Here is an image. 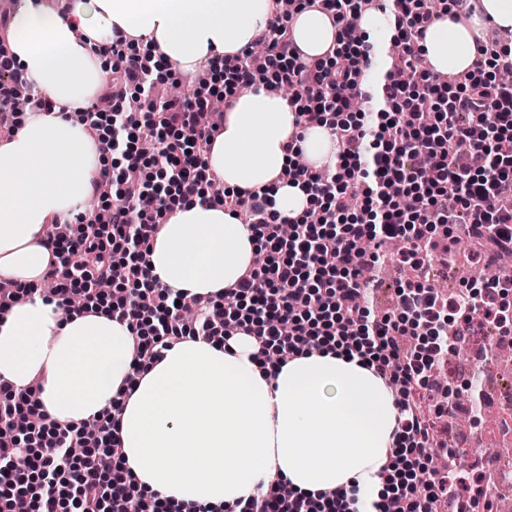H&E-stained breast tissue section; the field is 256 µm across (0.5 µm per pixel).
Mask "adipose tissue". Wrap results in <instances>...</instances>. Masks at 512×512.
Returning a JSON list of instances; mask_svg holds the SVG:
<instances>
[{
    "instance_id": "1",
    "label": "adipose tissue",
    "mask_w": 512,
    "mask_h": 512,
    "mask_svg": "<svg viewBox=\"0 0 512 512\" xmlns=\"http://www.w3.org/2000/svg\"><path fill=\"white\" fill-rule=\"evenodd\" d=\"M466 25L445 15L426 32L427 58L438 74L475 60L483 21L512 28V0H480ZM272 19L270 0H72L50 10L45 0H20L9 50L48 112H28L0 144V277L37 283L49 253L50 218L84 212L104 164L76 113L103 83L107 59L91 43L114 32L142 38L172 67L237 55ZM303 58L323 57L334 41L330 16L315 9L291 21ZM224 124L206 164L226 189L274 188L273 210L302 219L310 196L279 181L290 159L299 107L255 83L224 101ZM257 241L205 196L178 204L149 256L169 296L214 297L233 287L253 260ZM127 324L84 305L69 310L34 293L0 314V378L16 387L41 378L39 401L50 419L82 425L120 402L118 435L125 466L138 487L184 507L230 512L257 486L278 475L304 494L332 493L359 482L365 495L383 488L377 475L398 431L393 389L371 369L336 349H314L284 366L260 365L250 336L227 346L199 337L166 350L162 360L132 371ZM136 376L125 389L128 376Z\"/></svg>"
}]
</instances>
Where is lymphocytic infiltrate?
<instances>
[{
    "instance_id": "1",
    "label": "lymphocytic infiltrate",
    "mask_w": 512,
    "mask_h": 512,
    "mask_svg": "<svg viewBox=\"0 0 512 512\" xmlns=\"http://www.w3.org/2000/svg\"><path fill=\"white\" fill-rule=\"evenodd\" d=\"M398 56L379 89L364 73L371 55L358 50L355 20L379 8V0H296L300 9L331 16L335 26L329 59H302L280 0H271L272 21L257 37L265 48L260 65L249 52L222 59L224 89L233 91L265 80L269 89H292L301 102L303 125L319 124L336 113V161L324 168L288 163L283 176L302 184L322 202V221L295 223L291 238L268 221L270 188L225 191L219 202L257 233L263 264L249 267L223 296L204 300L192 296L197 311L184 320L175 301L162 292L149 267L153 241L171 213L163 194L142 186L127 195V168L141 164L143 139H153L149 156L156 176L167 178L180 195L196 191L201 182H215L205 157L218 125H201L197 114L207 104L198 93V75H180L183 97H155L156 82L144 68L138 39L117 34L106 51L112 56L101 91L81 112L86 125L105 124L104 151L122 152L126 163L94 180L105 202L107 229L86 216L75 224L52 219L44 236L50 252L46 281L55 285L61 308L71 305L74 283L112 277L123 266L132 283L127 294L113 297L109 311L127 323L133 334V367L141 371L159 361L164 350L199 336L226 342L232 336L225 321L236 322L254 345L256 359L278 352L280 360L305 348L335 342L349 357L395 386L400 399V432L388 451L404 470L430 473L426 483H399L389 469L380 477L390 496L364 501L337 492L317 498L284 492L282 480L268 481L261 494L247 498L239 512H388L390 500L403 512H435L444 496L456 500L459 512H481L485 489L455 483L437 459L451 456L437 441L444 415L455 414L454 401L436 398L431 373L448 355V311L436 308L432 286L421 280L399 282L398 316L376 314L366 292L365 271L374 269L378 250L395 239L408 247L399 265L415 263L420 251L437 246L440 232L452 228L477 239L482 253L512 252V42L478 38L477 58L463 82L443 84L433 76L422 43L428 27L441 16L428 0H393ZM24 74L0 37V127L14 129L22 109L48 111L51 101L31 94L18 105L14 88ZM377 109V122L366 126L353 101ZM375 108V107H374ZM36 387H15L0 380V425L13 436L0 442V487L29 476L40 481L36 505L21 498L6 501L5 512H106L111 502L130 504L131 512H168L161 499L138 492L124 466L121 440L113 416L100 419L96 454L83 459L71 448L84 444L82 428L52 426L46 416H32ZM112 458L110 471L98 465L99 454Z\"/></svg>"
}]
</instances>
